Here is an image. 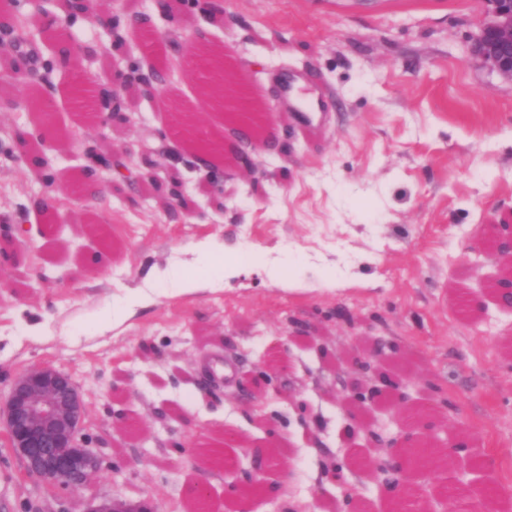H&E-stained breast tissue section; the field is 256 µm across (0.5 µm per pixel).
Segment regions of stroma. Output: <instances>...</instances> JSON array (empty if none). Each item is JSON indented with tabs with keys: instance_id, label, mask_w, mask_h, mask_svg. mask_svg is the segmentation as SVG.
I'll use <instances>...</instances> for the list:
<instances>
[{
	"instance_id": "35a3bbf8",
	"label": "stroma",
	"mask_w": 512,
	"mask_h": 512,
	"mask_svg": "<svg viewBox=\"0 0 512 512\" xmlns=\"http://www.w3.org/2000/svg\"><path fill=\"white\" fill-rule=\"evenodd\" d=\"M223 3L213 17L192 0L168 18L153 0L104 9L124 30L135 13L152 15L171 60L187 55L191 27L224 46L280 146L256 154L251 178L171 157L173 120L155 102L123 100L136 115L128 126L98 118L96 101L72 105V73L49 67L58 40L34 30L0 38V73L29 52L30 87L53 99L39 154L55 179L46 186L18 158L27 108L0 112V400L32 368L68 375L85 403L80 435L101 460L99 478L72 494L28 475L0 431V512H82L90 496L192 512L196 485L207 512H333L349 484L364 512H388L382 482L357 464L369 450L344 437L336 403L348 379L339 363L362 342L410 356L411 399L468 438L458 471L477 457L481 479L512 487V309L486 287L496 263L474 252L483 225L512 220V81L470 58L487 0ZM67 33L89 74H146L139 41L115 45L82 19ZM284 74L300 100L327 102L312 126L283 105ZM91 152L112 165L86 203L68 183ZM173 186L185 201L179 224L167 219ZM49 192L52 224L32 208ZM205 241L281 276L243 274L194 295L152 278L199 271ZM134 289L153 302L108 326ZM471 295L482 304L475 315L462 305ZM208 361L231 376L211 378ZM269 366L253 402L248 381ZM244 442L287 462L265 494L246 499L232 496L245 478L229 465ZM207 448L220 461H207Z\"/></svg>"
}]
</instances>
